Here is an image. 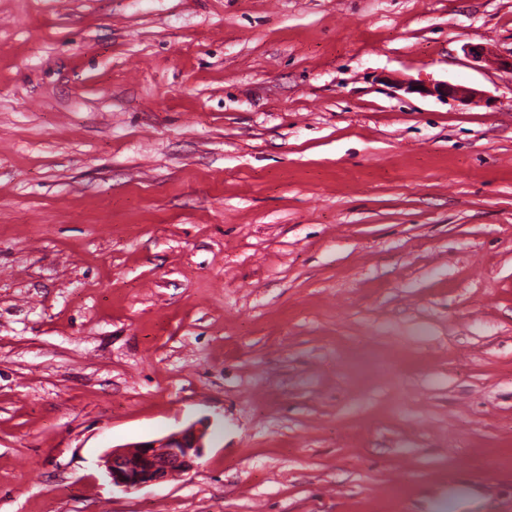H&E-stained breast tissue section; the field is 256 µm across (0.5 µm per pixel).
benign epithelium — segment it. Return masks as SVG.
<instances>
[{"instance_id": "obj_1", "label": "benign epithelium", "mask_w": 512, "mask_h": 512, "mask_svg": "<svg viewBox=\"0 0 512 512\" xmlns=\"http://www.w3.org/2000/svg\"><path fill=\"white\" fill-rule=\"evenodd\" d=\"M405 90L422 96L452 98L471 103L482 98V92L458 83L436 82ZM208 426L191 424L163 438L115 448L104 457V467L112 486L132 492L142 487L176 480L200 467Z\"/></svg>"}]
</instances>
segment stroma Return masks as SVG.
Here are the masks:
<instances>
[{"mask_svg":"<svg viewBox=\"0 0 512 512\" xmlns=\"http://www.w3.org/2000/svg\"><path fill=\"white\" fill-rule=\"evenodd\" d=\"M469 43L512 0H0V512H512V71ZM414 86H423V89L413 90ZM405 90L411 93H417L421 96H436L438 98H452L461 103H471L482 98V91L475 88L449 82H436L433 84L409 83ZM208 426L191 424L160 439L112 449L104 467L113 487L132 492L176 480L200 467Z\"/></svg>","mask_w":512,"mask_h":512,"instance_id":"1","label":"stroma"}]
</instances>
